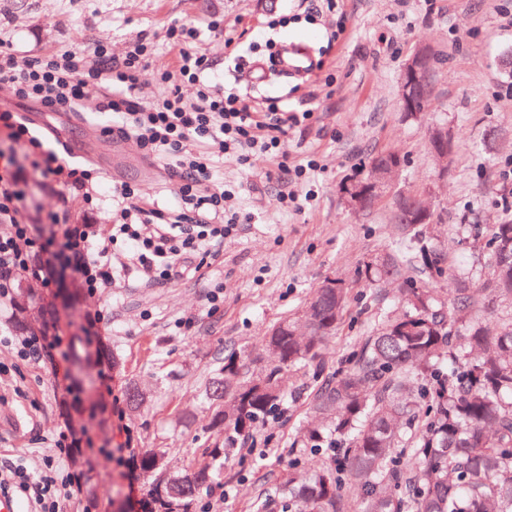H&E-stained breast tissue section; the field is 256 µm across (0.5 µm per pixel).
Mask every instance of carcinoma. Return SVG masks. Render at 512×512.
<instances>
[{"instance_id":"obj_1","label":"carcinoma","mask_w":512,"mask_h":512,"mask_svg":"<svg viewBox=\"0 0 512 512\" xmlns=\"http://www.w3.org/2000/svg\"><path fill=\"white\" fill-rule=\"evenodd\" d=\"M390 221L404 236L420 235L395 205ZM487 237L479 266L450 273L446 304L428 280L406 275L415 266L407 252L376 256L359 269L371 284L398 281L409 311L384 322L349 369L310 393L303 447L322 450L326 424L346 446L313 474H288L284 491L294 512H347L348 485L360 512H512V317L495 327L482 321L491 300L512 309V221L491 225ZM18 298L15 324L28 333L27 290L18 289ZM347 301L346 288L318 287L300 318L274 325L283 353L262 378L251 379L248 360L236 353L224 358L206 391L224 446L174 480V495L157 493L162 455L145 452L154 512H190L224 465L225 447L277 414L281 369L320 357Z\"/></svg>"}]
</instances>
